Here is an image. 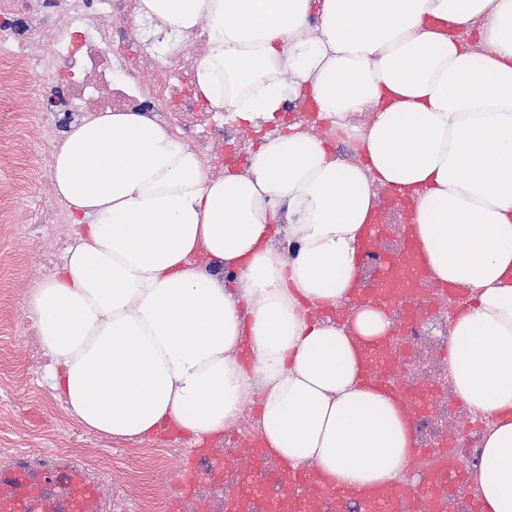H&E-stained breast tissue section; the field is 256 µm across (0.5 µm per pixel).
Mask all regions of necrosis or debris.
<instances>
[{
    "instance_id": "necrosis-or-debris-1",
    "label": "necrosis or debris",
    "mask_w": 512,
    "mask_h": 512,
    "mask_svg": "<svg viewBox=\"0 0 512 512\" xmlns=\"http://www.w3.org/2000/svg\"><path fill=\"white\" fill-rule=\"evenodd\" d=\"M139 3L0 0V61L12 65L18 83L34 75L47 77L52 95L59 100L57 111L35 115L44 168H51L63 131L104 112L151 114L218 176L232 162H247L263 137L286 134L294 125L312 135L333 137L338 155L355 159L356 142L334 137L329 120L305 100H288L281 123L258 130L208 108L194 87L195 63L206 45L204 28L181 35L158 30L156 23L140 20ZM68 221L66 202L49 184L35 204L25 207L23 223L33 239L53 244L38 261L42 273H51L71 240ZM458 306L457 297L447 294L389 310L394 329L387 342L397 355L391 381L404 391L428 397L423 407L409 409L410 425L423 452L403 472L400 481L405 485H417L424 476L437 472L445 453L466 473L481 460L489 423L456 400L448 364L441 358ZM260 432L254 416L240 418L226 429L225 443L239 450L232 460L218 451L190 450L180 441L164 448L128 449V456L140 465L113 477L114 512H196L197 501L176 503L169 495L171 478L188 460L202 475L199 495L208 512H225L226 501L239 492L240 475L251 461L248 449L258 442ZM219 461L224 464V477L215 482L210 474ZM56 464L80 470L91 483L102 482L108 469L106 459L90 461L70 451L31 455L0 451V472Z\"/></svg>"
}]
</instances>
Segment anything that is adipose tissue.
<instances>
[{
    "label": "adipose tissue",
    "mask_w": 512,
    "mask_h": 512,
    "mask_svg": "<svg viewBox=\"0 0 512 512\" xmlns=\"http://www.w3.org/2000/svg\"><path fill=\"white\" fill-rule=\"evenodd\" d=\"M140 12L177 33L204 26L195 79L212 110L258 130L307 95L362 158L298 130L215 177L143 113L72 126L51 180L84 231L24 299L70 412L111 439L172 423L199 442L257 394L263 439L289 469L345 489L396 481L409 422L362 381L357 351L393 322L351 289L379 190L408 187L428 267L468 298L446 357L455 396L492 421L478 496L484 512H512V0H322L313 28L310 0H141Z\"/></svg>",
    "instance_id": "1"
}]
</instances>
